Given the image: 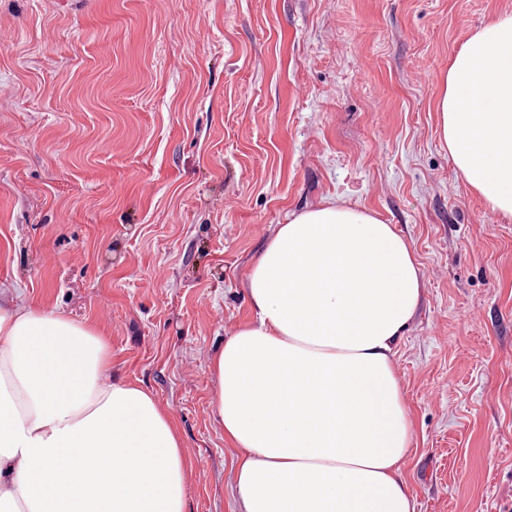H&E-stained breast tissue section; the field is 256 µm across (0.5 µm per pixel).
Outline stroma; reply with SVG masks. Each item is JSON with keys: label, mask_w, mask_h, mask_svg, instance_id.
Returning <instances> with one entry per match:
<instances>
[{"label": "stroma", "mask_w": 512, "mask_h": 512, "mask_svg": "<svg viewBox=\"0 0 512 512\" xmlns=\"http://www.w3.org/2000/svg\"><path fill=\"white\" fill-rule=\"evenodd\" d=\"M512 0H0V295L89 324L170 413L188 512H238L215 350L290 213L366 208L423 296L395 362L416 512H512V220L440 140L469 35Z\"/></svg>", "instance_id": "stroma-1"}]
</instances>
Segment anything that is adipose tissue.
Listing matches in <instances>:
<instances>
[{
	"instance_id": "ef3b65f1",
	"label": "adipose tissue",
	"mask_w": 512,
	"mask_h": 512,
	"mask_svg": "<svg viewBox=\"0 0 512 512\" xmlns=\"http://www.w3.org/2000/svg\"><path fill=\"white\" fill-rule=\"evenodd\" d=\"M441 141L512 218V14L448 66ZM253 319L211 362L240 512H416L394 346L422 296L411 242L334 202L279 225L246 284ZM175 422L112 377L107 341L55 309L0 302V512H187Z\"/></svg>"
}]
</instances>
